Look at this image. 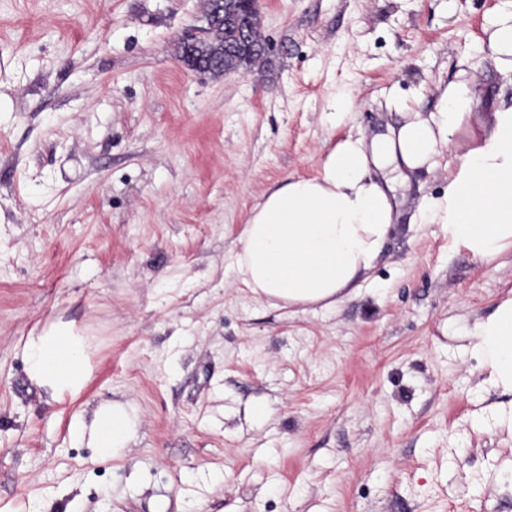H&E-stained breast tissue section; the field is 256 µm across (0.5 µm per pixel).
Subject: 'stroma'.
<instances>
[{
	"label": "stroma",
	"mask_w": 512,
	"mask_h": 512,
	"mask_svg": "<svg viewBox=\"0 0 512 512\" xmlns=\"http://www.w3.org/2000/svg\"><path fill=\"white\" fill-rule=\"evenodd\" d=\"M512 0H266L262 64L187 69L205 0H0V512H512V455L458 337L512 294L423 224L446 168L336 309L244 291L229 251L263 194L347 136L422 112ZM353 92L341 125L325 112ZM89 347L50 398L24 346ZM136 411L121 455L70 425Z\"/></svg>",
	"instance_id": "stroma-1"
}]
</instances>
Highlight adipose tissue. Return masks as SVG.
I'll list each match as a JSON object with an SVG mask.
<instances>
[{"mask_svg": "<svg viewBox=\"0 0 512 512\" xmlns=\"http://www.w3.org/2000/svg\"><path fill=\"white\" fill-rule=\"evenodd\" d=\"M484 53L496 72L512 78V11L496 16ZM483 94L466 78L448 83L427 113L396 103V125L372 139L346 138L312 177H287L252 210L234 244L241 283L258 300L317 304L328 310L360 288L394 228L399 202L392 174L440 165L456 145ZM487 122L471 132L456 155L448 190L420 208L423 223L441 225L482 259L512 249V105H488ZM488 376L483 389L505 399L490 408L497 433L512 438V298L500 302L467 331ZM28 374L52 393L80 388L88 377L84 341L65 327L30 337ZM134 408L102 406L92 421L71 430L104 454L127 448L136 430Z\"/></svg>", "mask_w": 512, "mask_h": 512, "instance_id": "obj_1", "label": "adipose tissue"}]
</instances>
